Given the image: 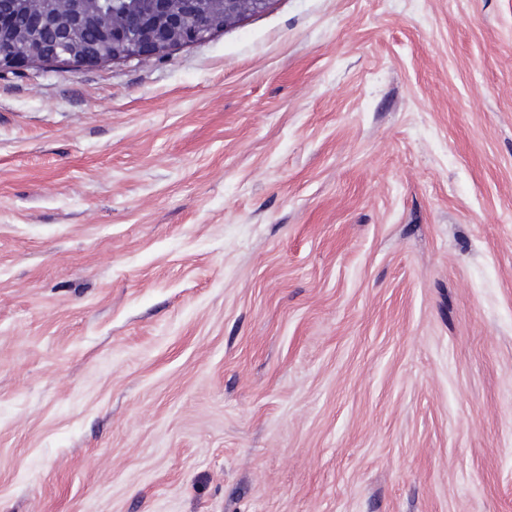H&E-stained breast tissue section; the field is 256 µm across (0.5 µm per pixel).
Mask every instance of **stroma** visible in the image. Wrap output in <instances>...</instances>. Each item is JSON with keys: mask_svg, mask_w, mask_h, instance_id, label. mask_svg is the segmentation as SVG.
<instances>
[{"mask_svg": "<svg viewBox=\"0 0 512 512\" xmlns=\"http://www.w3.org/2000/svg\"><path fill=\"white\" fill-rule=\"evenodd\" d=\"M0 512H512V0L0 73Z\"/></svg>", "mask_w": 512, "mask_h": 512, "instance_id": "1", "label": "stroma"}]
</instances>
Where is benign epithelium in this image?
<instances>
[{
	"instance_id": "1",
	"label": "benign epithelium",
	"mask_w": 512,
	"mask_h": 512,
	"mask_svg": "<svg viewBox=\"0 0 512 512\" xmlns=\"http://www.w3.org/2000/svg\"><path fill=\"white\" fill-rule=\"evenodd\" d=\"M271 0H0V72L164 56L267 10Z\"/></svg>"
}]
</instances>
